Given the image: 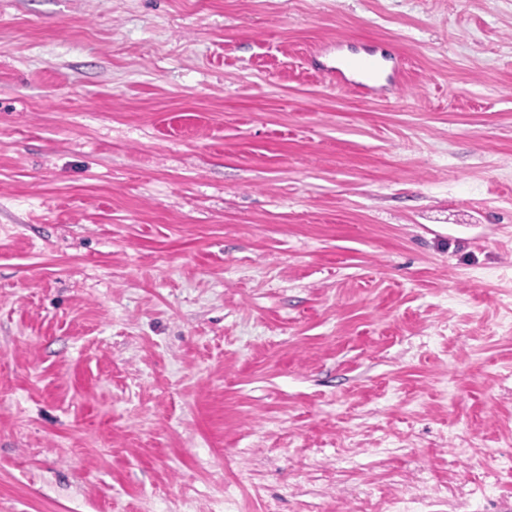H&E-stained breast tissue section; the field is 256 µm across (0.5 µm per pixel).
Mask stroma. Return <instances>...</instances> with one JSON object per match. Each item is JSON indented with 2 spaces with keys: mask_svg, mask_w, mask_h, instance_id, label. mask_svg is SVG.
Instances as JSON below:
<instances>
[{
  "mask_svg": "<svg viewBox=\"0 0 512 512\" xmlns=\"http://www.w3.org/2000/svg\"><path fill=\"white\" fill-rule=\"evenodd\" d=\"M0 512H512V0H0ZM344 70L360 77L358 82L362 84L361 88L375 87L382 76L381 64L373 59L343 61L339 63V67L330 70L327 76L333 81H339L344 75Z\"/></svg>",
  "mask_w": 512,
  "mask_h": 512,
  "instance_id": "35a3bbf8",
  "label": "stroma"
}]
</instances>
